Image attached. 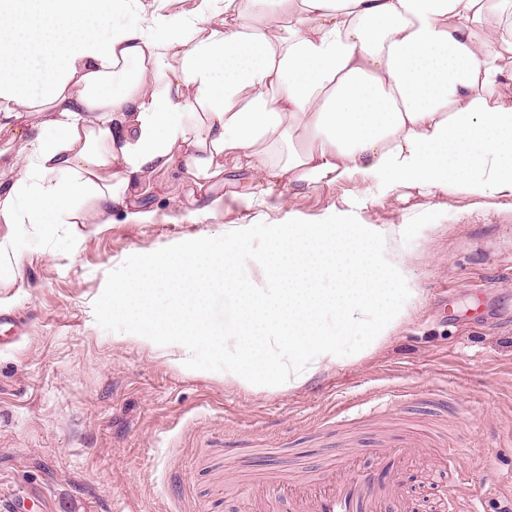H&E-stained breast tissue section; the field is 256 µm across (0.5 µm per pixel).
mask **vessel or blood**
<instances>
[{
	"instance_id": "1",
	"label": "vessel or blood",
	"mask_w": 512,
	"mask_h": 512,
	"mask_svg": "<svg viewBox=\"0 0 512 512\" xmlns=\"http://www.w3.org/2000/svg\"><path fill=\"white\" fill-rule=\"evenodd\" d=\"M421 439L413 434L393 437L376 454L388 470V479L376 481L358 455L327 460L322 470L309 468L271 471L243 484L251 512H383L395 502L397 512H413L397 494L403 469L416 461Z\"/></svg>"
}]
</instances>
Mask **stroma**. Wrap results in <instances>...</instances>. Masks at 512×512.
I'll list each match as a JSON object with an SVG mask.
<instances>
[{"label": "stroma", "mask_w": 512, "mask_h": 512, "mask_svg": "<svg viewBox=\"0 0 512 512\" xmlns=\"http://www.w3.org/2000/svg\"><path fill=\"white\" fill-rule=\"evenodd\" d=\"M205 201H198V194ZM150 216L0 224V311L24 324L0 345V494L34 512H248L243 476L317 465L410 430L468 448L460 463L418 451L426 469L494 475L487 512L512 506V210L458 193L402 200L354 179L265 208L239 182L155 176ZM352 214L393 228L410 296L390 335L322 363L301 386L260 387L186 369L181 352L95 321L108 273L133 254L263 222Z\"/></svg>", "instance_id": "obj_1"}]
</instances>
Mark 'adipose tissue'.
<instances>
[{
	"mask_svg": "<svg viewBox=\"0 0 512 512\" xmlns=\"http://www.w3.org/2000/svg\"><path fill=\"white\" fill-rule=\"evenodd\" d=\"M0 224L161 172L512 207V0H0Z\"/></svg>",
	"mask_w": 512,
	"mask_h": 512,
	"instance_id": "ef3b65f1",
	"label": "adipose tissue"
}]
</instances>
